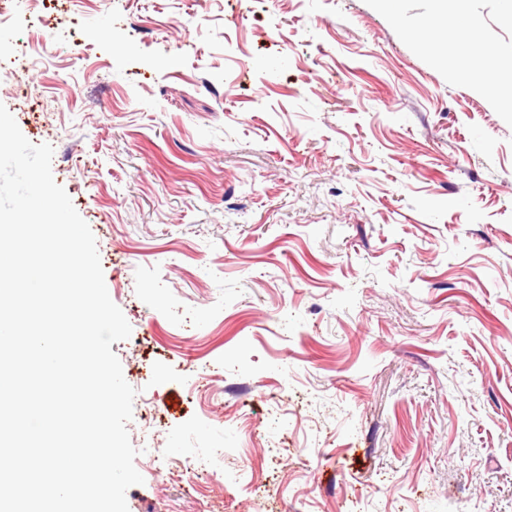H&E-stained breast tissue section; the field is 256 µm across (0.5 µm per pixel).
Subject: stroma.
Segmentation results:
<instances>
[{
    "mask_svg": "<svg viewBox=\"0 0 512 512\" xmlns=\"http://www.w3.org/2000/svg\"><path fill=\"white\" fill-rule=\"evenodd\" d=\"M8 6L0 104L132 328L129 512H512V105L432 0Z\"/></svg>",
    "mask_w": 512,
    "mask_h": 512,
    "instance_id": "obj_1",
    "label": "stroma"
}]
</instances>
